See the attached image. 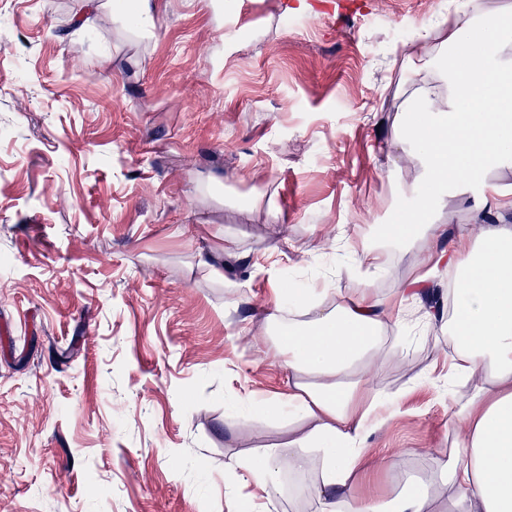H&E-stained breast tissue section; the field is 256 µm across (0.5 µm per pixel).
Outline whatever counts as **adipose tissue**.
Here are the masks:
<instances>
[{
  "label": "adipose tissue",
  "instance_id": "1",
  "mask_svg": "<svg viewBox=\"0 0 512 512\" xmlns=\"http://www.w3.org/2000/svg\"><path fill=\"white\" fill-rule=\"evenodd\" d=\"M416 40L423 52L405 57L415 89L387 143L390 155L412 154L419 171L411 208L397 211L382 228L383 244L364 247L356 296L329 301L328 289L284 294L296 297L299 318L269 312L268 326H284L278 348L293 379L287 403H267L309 424L304 450L287 463L274 454L239 455L224 465L253 487L242 497L226 487L227 512H268L282 469L306 473L311 452L321 457L317 512H432L433 494L444 489L448 512H512V191L488 175L512 169V13L482 8L479 0H455L447 19L422 24ZM442 64L443 85L428 74ZM478 183L474 222L430 223L461 181ZM474 247L462 250L463 240ZM419 245L430 269L408 281L397 298L379 295L372 282L388 265V250ZM453 272L448 291L447 455L424 448L412 454L425 463L416 479L387 496L356 494L367 475L393 468L396 456L372 448L368 434L379 409L398 410L400 400L379 395L377 361L386 352V324L401 325L408 307L421 311L423 326L437 318L432 303L433 269Z\"/></svg>",
  "mask_w": 512,
  "mask_h": 512
}]
</instances>
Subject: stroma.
<instances>
[{"label": "stroma", "instance_id": "35a3bbf8", "mask_svg": "<svg viewBox=\"0 0 512 512\" xmlns=\"http://www.w3.org/2000/svg\"><path fill=\"white\" fill-rule=\"evenodd\" d=\"M158 0L139 27L85 0H0V512H227L224 463L306 433L268 419L288 369L279 285L353 295L347 267L412 183L385 141L402 57L452 0ZM213 254L222 277L199 267ZM418 248L375 279L425 271ZM448 321L406 331L369 441L417 473L448 449ZM320 459L271 512H315Z\"/></svg>", "mask_w": 512, "mask_h": 512}]
</instances>
